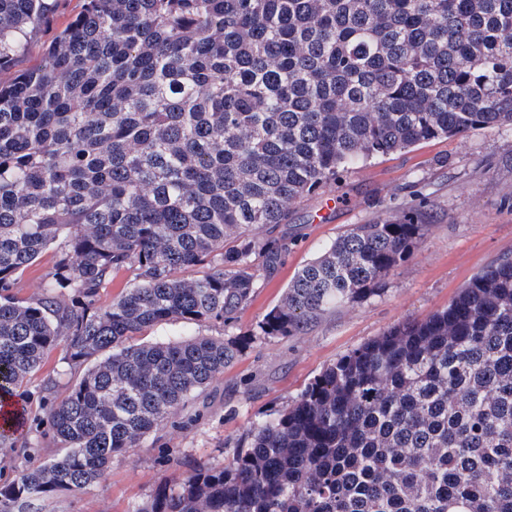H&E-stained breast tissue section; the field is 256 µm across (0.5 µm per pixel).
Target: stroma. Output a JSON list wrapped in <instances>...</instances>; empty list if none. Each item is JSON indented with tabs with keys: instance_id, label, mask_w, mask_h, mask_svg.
<instances>
[{
	"instance_id": "35a3bbf8",
	"label": "stroma",
	"mask_w": 512,
	"mask_h": 512,
	"mask_svg": "<svg viewBox=\"0 0 512 512\" xmlns=\"http://www.w3.org/2000/svg\"><path fill=\"white\" fill-rule=\"evenodd\" d=\"M83 0H58L49 24L18 60L35 63L55 34L68 26ZM409 215L429 231L411 257L391 269L379 295L323 316L298 335L264 339V315L305 263L342 233L386 215ZM288 251L278 269L260 279L253 301L224 329L225 338L253 335L242 357L172 413L143 447L113 459L101 483L73 496L58 494L42 512H132L181 464L222 463L249 427L290 403L326 366L394 325L447 306L477 272L512 254V126L436 140L359 163L306 196L295 209ZM52 381L63 396L70 374L61 350L51 351L29 387L25 433L38 437L41 456L56 453L51 435L38 432L41 387ZM180 458L172 465L168 456Z\"/></svg>"
}]
</instances>
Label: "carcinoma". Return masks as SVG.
<instances>
[{"label":"carcinoma","instance_id":"cac0c4a2","mask_svg":"<svg viewBox=\"0 0 512 512\" xmlns=\"http://www.w3.org/2000/svg\"><path fill=\"white\" fill-rule=\"evenodd\" d=\"M56 0H0V70ZM512 125V0H84L40 61L0 83V405L19 423L45 356L60 444L21 449L0 512L100 482L252 337L224 327L288 250L295 205L340 170ZM429 225L356 224L299 268L260 334L301 333L382 291ZM45 292L19 274L51 245ZM128 270L111 304L100 291ZM133 512H512V257L427 317L340 357ZM61 358L62 352L60 349L51 351L47 355L41 370L35 375L32 384L28 387L30 391L29 411H31V415H28L24 433L31 438L38 436L40 441L39 450L42 457H49L56 453L58 445L51 435L47 433L48 427L45 421L44 424H41V427L37 425L35 415L40 414V417L44 416V411L40 410L42 406L41 397L45 395L41 392L44 381L50 379L53 382V395L57 397L63 396L69 388L71 376L69 371H67V365L62 362ZM45 432L47 433L46 435H44Z\"/></svg>","mask_w":512,"mask_h":512}]
</instances>
